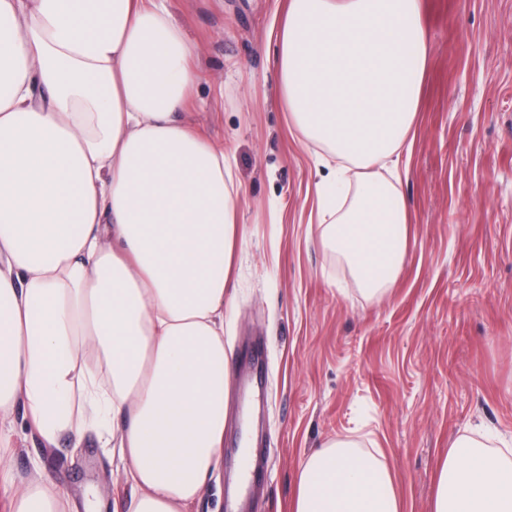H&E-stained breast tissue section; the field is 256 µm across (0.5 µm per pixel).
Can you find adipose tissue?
<instances>
[{"label":"adipose tissue","instance_id":"obj_1","mask_svg":"<svg viewBox=\"0 0 512 512\" xmlns=\"http://www.w3.org/2000/svg\"><path fill=\"white\" fill-rule=\"evenodd\" d=\"M420 0H288L280 91L334 161L320 236L371 298L397 271L399 163L429 46ZM170 0H0V423L108 425L129 512H184L224 456V302L238 195L180 115L204 74ZM9 512H60L0 461ZM290 512H403L348 440L302 460ZM434 512H512V457L464 435Z\"/></svg>","mask_w":512,"mask_h":512}]
</instances>
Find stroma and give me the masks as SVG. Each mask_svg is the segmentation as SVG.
<instances>
[{
	"instance_id": "1",
	"label": "stroma",
	"mask_w": 512,
	"mask_h": 512,
	"mask_svg": "<svg viewBox=\"0 0 512 512\" xmlns=\"http://www.w3.org/2000/svg\"><path fill=\"white\" fill-rule=\"evenodd\" d=\"M287 0H174L207 79L187 121L224 147L238 193L224 304V461L189 512H289L301 461L351 440L389 470L404 512H433L460 437L512 440V0H422L429 42L402 192L406 246L370 299L322 244L330 157L288 128L274 52ZM260 466L231 509L241 446ZM5 461L72 501L127 506L105 435L49 446L15 414Z\"/></svg>"
}]
</instances>
